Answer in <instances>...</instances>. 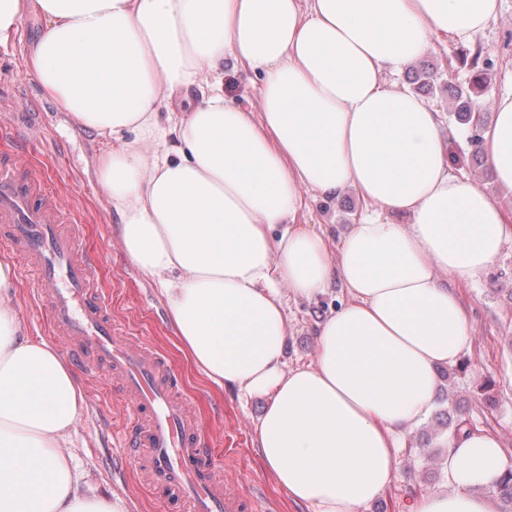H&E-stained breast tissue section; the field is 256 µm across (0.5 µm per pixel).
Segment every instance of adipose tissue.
I'll use <instances>...</instances> for the list:
<instances>
[{
    "label": "adipose tissue",
    "instance_id": "1",
    "mask_svg": "<svg viewBox=\"0 0 512 512\" xmlns=\"http://www.w3.org/2000/svg\"><path fill=\"white\" fill-rule=\"evenodd\" d=\"M499 0H0V43L30 13L26 56L46 96L110 150L97 162L124 253L148 273L180 348L214 385L265 399L255 444L277 487L313 512H359L396 476L399 430L431 413L435 368L465 349L455 289L501 251L512 214L456 175L438 112L383 69L432 33L467 42ZM261 75L260 110L224 96V63ZM191 102L190 111L169 112ZM482 150L512 190V93ZM378 208L331 242L298 223L303 188ZM403 213L409 224L382 221ZM314 359L287 364L283 298L333 281ZM0 258V512H126L89 493L72 434L84 395L30 336ZM449 490L410 512H494L512 455L474 428L445 440Z\"/></svg>",
    "mask_w": 512,
    "mask_h": 512
}]
</instances>
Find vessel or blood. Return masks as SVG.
Segmentation results:
<instances>
[{"label":"vessel or blood","mask_w":512,"mask_h":512,"mask_svg":"<svg viewBox=\"0 0 512 512\" xmlns=\"http://www.w3.org/2000/svg\"><path fill=\"white\" fill-rule=\"evenodd\" d=\"M0 240L17 255L44 301L54 335L84 375L116 382L130 403L113 447L163 496L167 512H255L252 495L218 477L200 417L168 359L144 337L121 331L101 291L99 257L47 178L14 151L0 153Z\"/></svg>","instance_id":"1"}]
</instances>
